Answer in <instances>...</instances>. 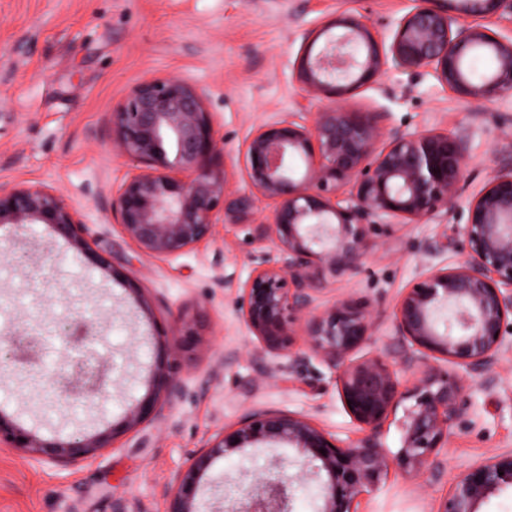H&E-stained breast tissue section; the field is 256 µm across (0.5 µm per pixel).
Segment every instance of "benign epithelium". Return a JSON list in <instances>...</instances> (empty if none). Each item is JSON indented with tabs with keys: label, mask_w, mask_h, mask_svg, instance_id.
<instances>
[{
	"label": "benign epithelium",
	"mask_w": 512,
	"mask_h": 512,
	"mask_svg": "<svg viewBox=\"0 0 512 512\" xmlns=\"http://www.w3.org/2000/svg\"><path fill=\"white\" fill-rule=\"evenodd\" d=\"M397 23L390 44L378 41L362 18L339 15L324 45L302 48L294 68L308 96L341 100L375 82L388 63L429 69L458 99L493 102L512 96V40L481 25H462L460 15L495 16L512 22V0H415ZM335 28L339 34L331 33ZM493 68L479 80L466 64L478 51ZM379 112L333 106L312 126L264 123L244 152L249 193L227 189L224 149L219 146L203 89L179 78H151L134 86L112 112V144L136 163L112 200V219L145 255L177 257L213 237L219 224L246 227L256 241H277L278 259L252 270L241 289L242 317L267 352L288 357L292 374L312 358L335 376L342 402L360 436L340 446L310 419L258 410L237 428L217 434L175 477L165 512H201L202 477L217 458L248 449L292 448L300 471L277 474L252 487L236 486L227 512H292L295 482L319 481L318 512H355L354 503L390 471L418 480L432 471L438 449L448 445L466 405L467 382L487 376L502 355L512 321V166L503 169L469 202L467 220L425 252L461 255L431 265L397 301L393 313V360L362 359L355 352L372 336L368 305L349 299L316 311L317 294L329 280L358 268L375 251L371 232L380 225L421 224L454 204L463 178L467 136L441 132L387 133ZM306 164L294 176L288 158ZM274 201L271 217L254 223L257 196ZM0 224L26 232L43 224L87 267L110 271L94 249L87 225L56 188L0 185ZM136 316L153 319L141 289H128ZM448 312L445 329L441 315ZM201 317L180 310L170 328L155 329L153 362L144 395L127 404L107 428L50 437L0 407V447L15 448L37 462L70 467L89 461L121 436L153 420L183 394L176 375L181 361L203 343ZM98 325L78 316L57 340L70 352L75 373L47 368L49 337L26 326L0 338V371L45 378L54 395L90 406L107 395L108 373L96 348ZM304 347L295 348L296 337ZM420 371L399 390L395 367ZM404 400L402 446L380 439L383 422ZM512 488V449L452 478L438 512H479L497 491Z\"/></svg>",
	"instance_id": "obj_1"
}]
</instances>
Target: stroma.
<instances>
[{
  "label": "stroma",
  "instance_id": "obj_1",
  "mask_svg": "<svg viewBox=\"0 0 512 512\" xmlns=\"http://www.w3.org/2000/svg\"><path fill=\"white\" fill-rule=\"evenodd\" d=\"M413 0H0V184L59 189L87 224L93 247L115 270L104 275L68 257L44 225L25 244L29 260L0 256V335L18 325L54 335L77 315L103 324L98 345L112 365L110 395L95 408L112 420L125 400L142 396L134 364L151 361L146 324H128L121 301L129 283L153 300L156 321L202 311L204 343L180 369L184 394L83 464L60 468L0 447V512H164L175 476L219 432L255 409L309 418L338 444L358 435L333 373L311 362L306 380L288 359L260 351L238 298L258 264L275 259L272 241H253L243 227L220 224L212 239L173 258L141 254L111 216L112 194L135 170L113 150L112 113L149 78L179 77L207 92L206 107L224 142L231 187L249 191L243 151L269 121L312 124L326 99H308L294 62L323 26L342 12L362 16L387 42ZM356 112H381L397 132L465 130L469 145L454 205L425 224L378 228L381 246L355 271L336 277L317 300L368 304L374 337L359 356L383 354L402 293L427 269V242L465 223L471 198L512 165V97L491 103L457 99L431 74L387 67L345 100ZM64 254L48 278L35 276L46 248ZM490 376L474 382L435 469L424 481L393 473L365 495L357 512H437L450 478L512 448V334ZM291 448L261 449L213 461L200 491L213 512L225 481L268 476L275 463L297 473Z\"/></svg>",
  "mask_w": 512,
  "mask_h": 512
}]
</instances>
